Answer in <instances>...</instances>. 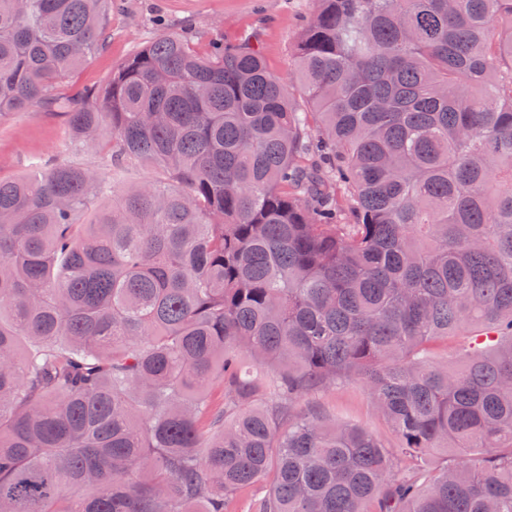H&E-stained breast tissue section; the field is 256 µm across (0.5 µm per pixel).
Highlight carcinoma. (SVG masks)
I'll return each instance as SVG.
<instances>
[{
  "instance_id": "cac0c4a2",
  "label": "carcinoma",
  "mask_w": 512,
  "mask_h": 512,
  "mask_svg": "<svg viewBox=\"0 0 512 512\" xmlns=\"http://www.w3.org/2000/svg\"><path fill=\"white\" fill-rule=\"evenodd\" d=\"M315 2L292 81L163 31L62 94L112 0H0V112L156 171L0 178V512H512V0ZM350 380L393 445L295 410ZM268 484L244 490L228 500L225 512H256L259 499L266 493Z\"/></svg>"
}]
</instances>
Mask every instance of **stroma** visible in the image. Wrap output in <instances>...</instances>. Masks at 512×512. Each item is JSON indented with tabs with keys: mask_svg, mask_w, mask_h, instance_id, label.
Returning <instances> with one entry per match:
<instances>
[{
	"mask_svg": "<svg viewBox=\"0 0 512 512\" xmlns=\"http://www.w3.org/2000/svg\"><path fill=\"white\" fill-rule=\"evenodd\" d=\"M313 10L314 0H112L105 45L68 76L67 85L103 88L113 69L163 27L180 32L202 51L216 37L232 41L252 36L268 67L286 79L293 69V45ZM64 159L91 165L120 186H137L155 176L153 169L144 167L113 172L103 150L91 145L74 148L61 112L39 106L0 113L1 178H20L34 165L48 168ZM308 402L337 420L369 428L386 442L394 440L361 382L314 392Z\"/></svg>",
	"mask_w": 512,
	"mask_h": 512,
	"instance_id": "1",
	"label": "stroma"
}]
</instances>
